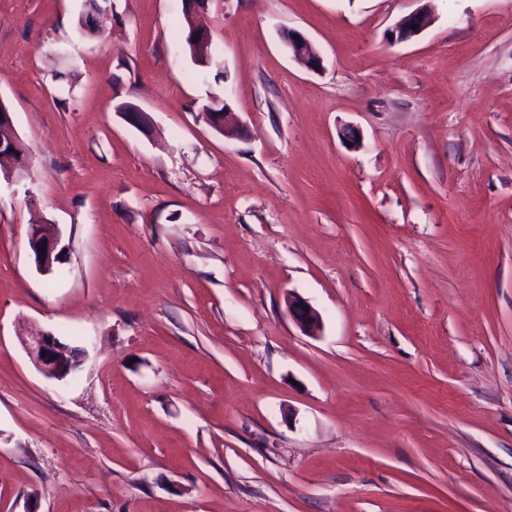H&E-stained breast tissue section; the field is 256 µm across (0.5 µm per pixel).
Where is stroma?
<instances>
[{
    "label": "stroma",
    "instance_id": "35a3bbf8",
    "mask_svg": "<svg viewBox=\"0 0 512 512\" xmlns=\"http://www.w3.org/2000/svg\"><path fill=\"white\" fill-rule=\"evenodd\" d=\"M181 19L0 0V512H512V0H209L208 68ZM416 25V29H413ZM427 25L426 14L422 10H416L404 16L396 26L387 33L390 43L407 40L421 33ZM284 46L286 51L291 53L294 58L303 62L307 68L316 69L321 65L320 55L313 49L308 38L300 32L288 34ZM1 103L2 102H0V114H2V117H0V160L1 158H3V155L1 153L4 150L6 144H9L14 147H17L19 145L13 157V160L17 162L20 160L21 154L26 155V148L24 144H19V137L13 131V121L11 112H4V107L1 106ZM6 129L9 131V135H7V141L3 136ZM25 164L26 160L23 158L22 155L21 163H16L14 165L13 170L6 173L5 181H7L8 183H13L17 181L16 171L18 168L24 169ZM34 263L39 272L52 273L55 265L65 261L66 246L56 233L47 230V224H31L28 237ZM288 312L305 335H317V332L320 330V318L311 306L301 300L290 297L288 299ZM23 342L33 364L46 379L58 382L65 380L72 370L68 362L71 348L66 343L49 332L28 336ZM42 351H45V356H42Z\"/></svg>",
    "mask_w": 512,
    "mask_h": 512
}]
</instances>
